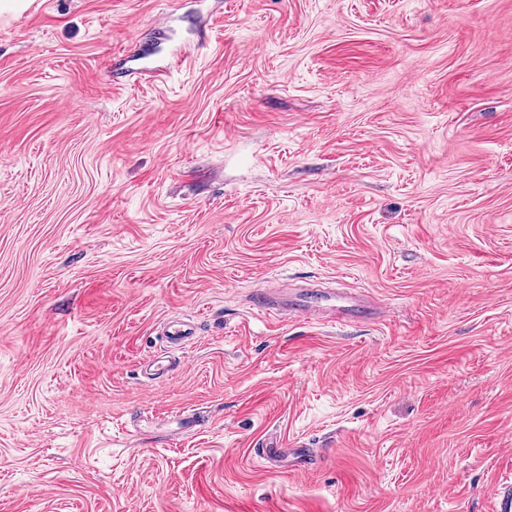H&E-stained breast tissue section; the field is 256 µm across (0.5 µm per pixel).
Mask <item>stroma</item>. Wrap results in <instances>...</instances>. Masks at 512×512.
<instances>
[{
    "instance_id": "35a3bbf8",
    "label": "stroma",
    "mask_w": 512,
    "mask_h": 512,
    "mask_svg": "<svg viewBox=\"0 0 512 512\" xmlns=\"http://www.w3.org/2000/svg\"><path fill=\"white\" fill-rule=\"evenodd\" d=\"M310 282L382 313L250 301ZM508 478L512 0L0 16V512H493ZM265 457L276 460H288V467L291 470L305 471L309 469V465H315L316 462L311 461V456L305 448H284L283 443L277 440L266 442L261 446ZM292 460H297L296 464H292Z\"/></svg>"
}]
</instances>
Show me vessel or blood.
Instances as JSON below:
<instances>
[{
	"instance_id": "obj_1",
	"label": "vessel or blood",
	"mask_w": 512,
	"mask_h": 512,
	"mask_svg": "<svg viewBox=\"0 0 512 512\" xmlns=\"http://www.w3.org/2000/svg\"><path fill=\"white\" fill-rule=\"evenodd\" d=\"M257 311L279 316H292L305 321H352L374 311L375 306L359 297H349L336 292L308 286L289 290L286 288L261 289L252 296ZM263 452L269 459L294 462L296 469L308 470L311 457L303 448H287L276 440L266 442Z\"/></svg>"
}]
</instances>
